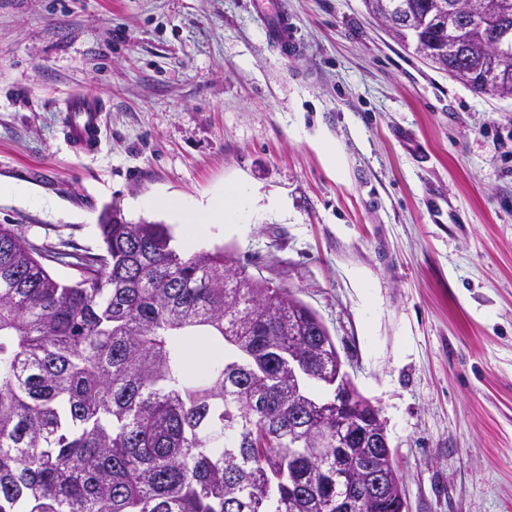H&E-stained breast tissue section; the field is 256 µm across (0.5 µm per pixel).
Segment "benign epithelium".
Instances as JSON below:
<instances>
[{
	"instance_id": "7a95c632",
	"label": "benign epithelium",
	"mask_w": 512,
	"mask_h": 512,
	"mask_svg": "<svg viewBox=\"0 0 512 512\" xmlns=\"http://www.w3.org/2000/svg\"><path fill=\"white\" fill-rule=\"evenodd\" d=\"M288 377L294 383L295 396L302 398L306 380L320 382V374L310 373L305 358L294 347L288 350ZM331 387L330 398L313 400L309 407L311 418L336 423V474H326L322 484L329 486L333 478L338 485L347 484L328 497L326 507L336 512H360L367 501L402 497L401 486L390 482L378 467V461L391 454L383 420L376 407L358 393L339 355ZM354 444L372 449L373 454L367 458L352 455L349 448Z\"/></svg>"
}]
</instances>
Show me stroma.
Instances as JSON below:
<instances>
[{"mask_svg": "<svg viewBox=\"0 0 512 512\" xmlns=\"http://www.w3.org/2000/svg\"><path fill=\"white\" fill-rule=\"evenodd\" d=\"M0 0V224L100 244L98 218L184 228L146 197L253 204L213 224L322 320L379 408L407 512H512V99L425 64L363 0ZM95 97L91 154L65 99ZM336 149L328 163L317 148ZM288 20V13L281 11L280 14L266 19L265 26L269 32L270 39L281 51L288 56V49L293 43L292 32ZM67 122L64 139L76 153L90 154L101 145L103 108L97 101L83 95H72L64 103Z\"/></svg>", "mask_w": 512, "mask_h": 512, "instance_id": "stroma-1", "label": "stroma"}]
</instances>
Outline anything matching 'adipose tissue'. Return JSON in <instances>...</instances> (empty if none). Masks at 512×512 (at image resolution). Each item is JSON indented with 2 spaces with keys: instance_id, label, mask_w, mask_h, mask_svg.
Instances as JSON below:
<instances>
[{
  "instance_id": "ef3b65f1",
  "label": "adipose tissue",
  "mask_w": 512,
  "mask_h": 512,
  "mask_svg": "<svg viewBox=\"0 0 512 512\" xmlns=\"http://www.w3.org/2000/svg\"><path fill=\"white\" fill-rule=\"evenodd\" d=\"M245 202L242 191L232 190L224 196L215 198L207 203L190 202L186 200L146 199L149 207L162 206L173 211L179 221L186 226V232L181 244L185 249H194L198 241L199 228L205 224L233 223Z\"/></svg>"
}]
</instances>
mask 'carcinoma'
Segmentation results:
<instances>
[{
    "label": "carcinoma",
    "instance_id": "cac0c4a2",
    "mask_svg": "<svg viewBox=\"0 0 512 512\" xmlns=\"http://www.w3.org/2000/svg\"><path fill=\"white\" fill-rule=\"evenodd\" d=\"M386 30L410 13L435 69L512 97L486 52L512 63V0H363ZM97 251L38 245L0 224V512H322L304 497L336 455L288 397V341L316 313L222 247L179 252L170 228L114 207ZM68 266L63 283L46 263ZM210 358L189 364L188 343Z\"/></svg>",
    "mask_w": 512,
    "mask_h": 512
}]
</instances>
